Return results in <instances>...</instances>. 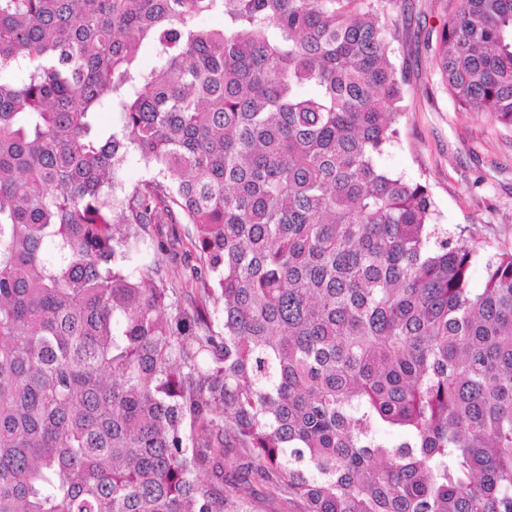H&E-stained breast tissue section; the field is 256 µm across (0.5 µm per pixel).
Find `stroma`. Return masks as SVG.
<instances>
[{
    "instance_id": "35a3bbf8",
    "label": "stroma",
    "mask_w": 512,
    "mask_h": 512,
    "mask_svg": "<svg viewBox=\"0 0 512 512\" xmlns=\"http://www.w3.org/2000/svg\"><path fill=\"white\" fill-rule=\"evenodd\" d=\"M457 6L458 0H386L388 55L405 83L399 137L377 162L393 176L426 184L442 232L465 233L475 244L477 290L485 263L512 251V127L487 112L459 111L435 71L430 44Z\"/></svg>"
}]
</instances>
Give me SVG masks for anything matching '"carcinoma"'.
Masks as SVG:
<instances>
[{
	"label": "carcinoma",
	"instance_id": "1",
	"mask_svg": "<svg viewBox=\"0 0 512 512\" xmlns=\"http://www.w3.org/2000/svg\"><path fill=\"white\" fill-rule=\"evenodd\" d=\"M382 2L0 0V512H512V252L378 165ZM434 62L512 127V0Z\"/></svg>",
	"mask_w": 512,
	"mask_h": 512
}]
</instances>
